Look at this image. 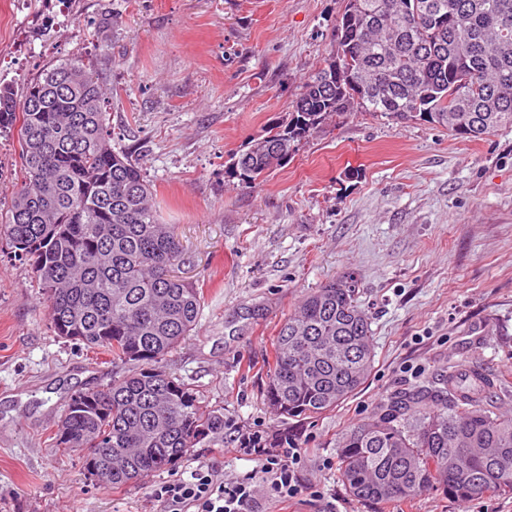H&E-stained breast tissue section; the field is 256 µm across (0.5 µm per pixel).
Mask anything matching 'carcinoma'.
I'll list each match as a JSON object with an SVG mask.
<instances>
[{"instance_id":"cac0c4a2","label":"carcinoma","mask_w":512,"mask_h":512,"mask_svg":"<svg viewBox=\"0 0 512 512\" xmlns=\"http://www.w3.org/2000/svg\"><path fill=\"white\" fill-rule=\"evenodd\" d=\"M334 49L277 130L232 158L246 187L288 165L298 143L348 112L421 118L473 141L512 128V0H343ZM105 93L78 55L17 95L0 87V134L17 133L21 184L0 239L44 291L55 334L140 365L70 400L56 445L81 455L96 484L120 487L175 465L224 430L162 365L195 333L198 288L174 275L182 246L160 223L142 168L112 150ZM354 274L302 299L281 324L267 400L281 417L333 411L368 377L371 321ZM493 385L460 375L393 394L336 443L355 497L394 501L436 489L461 502L512 493V416Z\"/></svg>"}]
</instances>
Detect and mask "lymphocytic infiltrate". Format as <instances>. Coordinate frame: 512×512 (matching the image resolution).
<instances>
[{"instance_id":"obj_1","label":"lymphocytic infiltrate","mask_w":512,"mask_h":512,"mask_svg":"<svg viewBox=\"0 0 512 512\" xmlns=\"http://www.w3.org/2000/svg\"><path fill=\"white\" fill-rule=\"evenodd\" d=\"M235 442L237 452L254 460L255 468L227 479L212 466H197L189 477L153 489L159 512H258L261 502L283 503L306 493L297 444L273 441L259 431L238 432Z\"/></svg>"}]
</instances>
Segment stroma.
Here are the masks:
<instances>
[{"instance_id": "1", "label": "stroma", "mask_w": 512, "mask_h": 512, "mask_svg": "<svg viewBox=\"0 0 512 512\" xmlns=\"http://www.w3.org/2000/svg\"><path fill=\"white\" fill-rule=\"evenodd\" d=\"M342 0H0V85L22 91L81 54L100 76L114 150L142 167L161 223L182 245L178 276L203 295L197 330L168 369L224 430L140 482H90L52 435L70 397L129 371L54 333L29 266L0 252V512H158L157 484L198 464L254 468L243 428L303 449L323 494L269 512H512V494L460 502L431 491L399 502L353 497L336 442L411 386H439L456 362L498 380L512 414V128L462 141L428 122L351 113L302 140L260 186L228 175L291 111L328 56ZM354 274L374 353L363 388L315 418L264 399L272 344L300 300Z\"/></svg>"}]
</instances>
